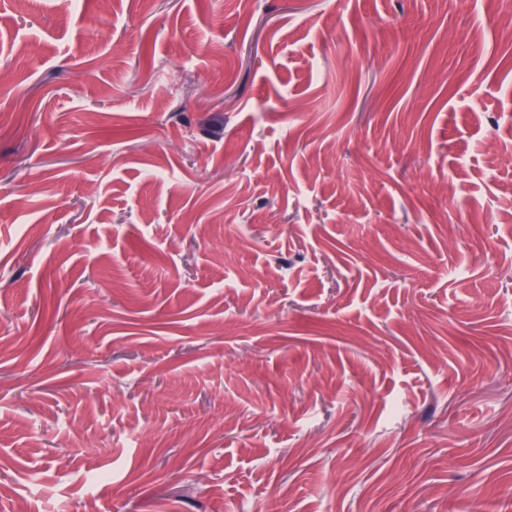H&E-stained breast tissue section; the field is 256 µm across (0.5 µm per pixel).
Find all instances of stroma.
Returning <instances> with one entry per match:
<instances>
[{
  "instance_id": "35a3bbf8",
  "label": "stroma",
  "mask_w": 512,
  "mask_h": 512,
  "mask_svg": "<svg viewBox=\"0 0 512 512\" xmlns=\"http://www.w3.org/2000/svg\"><path fill=\"white\" fill-rule=\"evenodd\" d=\"M512 5L0 0V512H512Z\"/></svg>"
}]
</instances>
